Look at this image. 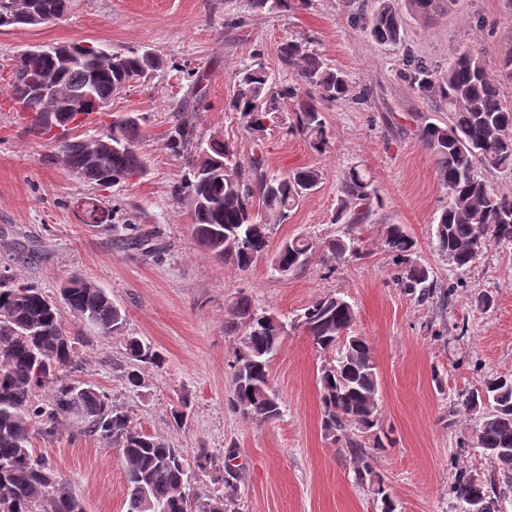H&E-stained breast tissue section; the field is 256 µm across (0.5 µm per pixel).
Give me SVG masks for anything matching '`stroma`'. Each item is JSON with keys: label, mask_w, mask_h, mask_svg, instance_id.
Listing matches in <instances>:
<instances>
[{"label": "stroma", "mask_w": 512, "mask_h": 512, "mask_svg": "<svg viewBox=\"0 0 512 512\" xmlns=\"http://www.w3.org/2000/svg\"><path fill=\"white\" fill-rule=\"evenodd\" d=\"M393 4L404 37L386 45L353 20L371 14L377 0H308L282 12L252 9L250 0H74L59 21L0 28V276L20 277L55 297L63 281L80 274L110 293L126 313L124 336L151 344L163 362L145 365L144 388L130 391L120 371L124 336L105 339L70 320L66 326L86 361L83 380L108 392L144 431L180 448L193 467L199 449L219 462L235 449L241 481L232 512H380L321 428L318 376L333 356L304 331H290L270 364L281 416L252 421L231 407L230 365L240 336L225 332L224 319L228 301L239 296L285 320L330 294L353 303V329L367 338L378 365L381 424L395 440L377 471L400 512H457L448 497L456 474L485 478L495 470L472 442L473 415L448 407L484 379L512 372V244L489 246L467 270L438 253L435 224L448 193L418 130L448 115L413 90L404 62L410 57L441 67L473 41L489 72L499 74L502 57L512 52V0H453L426 22L406 0ZM291 38L308 41L351 84L350 97L326 109L329 142L320 153L282 127L297 99H285L279 120L260 139L225 109L234 72L252 55L262 57L278 82L290 83L278 53ZM69 42L163 59L160 70L132 82L73 131L87 138L105 133L112 120L139 117L142 175L92 188L58 161L55 143L26 132L8 99L14 59L34 45ZM194 69L206 72L207 81L198 111L184 113ZM178 116L201 137L221 132L241 158L264 153L269 173L319 170L316 190L274 225L271 249L298 236L321 245L352 232L362 237L364 256L335 262L318 251L286 278L266 256L245 273L215 261L194 240L187 206L172 195L187 170L186 158L174 156L164 137ZM354 166L370 173L379 202L353 229L336 213L343 177ZM92 195L112 209V231L83 224L81 205ZM127 224L158 237L164 252L149 258L120 246ZM388 224L404 225L414 239L413 258L430 271V295H409L396 284L397 267L383 245ZM481 294L492 297L490 307L478 306ZM184 400L190 408L179 425L173 414ZM33 449L49 459L86 512H127L118 449L73 428L50 441L34 439ZM223 490L220 471L194 467L190 496Z\"/></svg>", "instance_id": "1"}]
</instances>
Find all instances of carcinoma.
<instances>
[{"instance_id": "obj_1", "label": "carcinoma", "mask_w": 512, "mask_h": 512, "mask_svg": "<svg viewBox=\"0 0 512 512\" xmlns=\"http://www.w3.org/2000/svg\"><path fill=\"white\" fill-rule=\"evenodd\" d=\"M413 14L430 19L439 0H407ZM44 23L63 18L71 0H32ZM355 21L379 43L402 38V21L392 0H378L370 16ZM284 69L294 84L280 85L259 55L251 56L234 74L236 90L226 109L240 115L249 132L260 138L281 100L305 96L294 113L290 132L304 136L317 152L325 150L328 136L326 107L346 99L350 92L347 75L328 66L303 41L288 40L280 46ZM160 66L150 52L128 51L120 64L105 69L91 53L78 66H69L55 53L17 60L9 76V98L27 112L30 126L45 136L57 128L63 132L76 120V113L62 112L57 104L39 94L24 93L44 74L56 78L76 95L91 87L96 100L109 104L123 85L146 77ZM411 86L436 110L448 113V124L428 122L419 129V139L435 158L448 205L436 224V248L452 257L458 270L470 267L489 243L512 242V196L490 189L478 176L477 167L512 172V100L505 98L501 82L487 71L483 56L471 46L448 60V67L435 69L421 61L410 64ZM139 121L126 117L112 123L100 136L107 162L99 165L90 157L85 140L60 139L61 162L70 174L94 187L109 188L143 173L137 152ZM168 149L182 155L196 148L191 169L172 190L192 217V234L199 246L220 262L247 272L267 254L271 223L281 222L320 182L313 168H297L271 175L264 155L244 163L233 146L209 137L199 142L196 127L180 118L165 131ZM342 193L344 202L358 210L350 226L362 224L370 214L376 190L364 170H348ZM84 223L105 231L110 210L95 197L83 204ZM118 242L145 255L160 254L162 245L153 237L128 228ZM384 244L403 270L397 285L413 294H426L429 271L413 262L416 243L402 224L385 226ZM314 244L302 237L281 244L271 257L272 269L281 276L301 271ZM328 257H361L363 240L350 236L327 245ZM73 320L103 337L123 333L126 314L112 302L106 289L79 275L70 276L59 298L45 295L27 284L0 282V512H85L83 502L56 475L45 459L32 452L33 440H49L61 430L75 426L86 436L107 440L119 449L125 462L128 512H231L237 495V472L224 470L225 492L202 501L186 492L190 473L181 451L144 432L109 394L76 380L84 361L76 350L75 337L66 331L59 304ZM230 333L245 328L232 365L234 410L243 417L269 422L281 414L279 396L270 379V358L279 349L286 328L303 329L322 350L337 352L336 362L321 369L320 402L322 429L339 443L353 464L356 482L380 499L381 512H398V504L385 490L375 471L378 455L394 444L380 421V383L375 357L363 336L352 334L356 320L353 305L341 295L318 300L287 323L280 317L257 310L246 297H236L226 307ZM127 362L122 378L132 391L144 385L141 368L158 366L162 357L147 343L124 337ZM459 406L478 416L474 443L498 465L500 477L489 482L472 475H459L451 493L470 512H497L499 500L512 491V373L485 380L458 395Z\"/></svg>"}]
</instances>
